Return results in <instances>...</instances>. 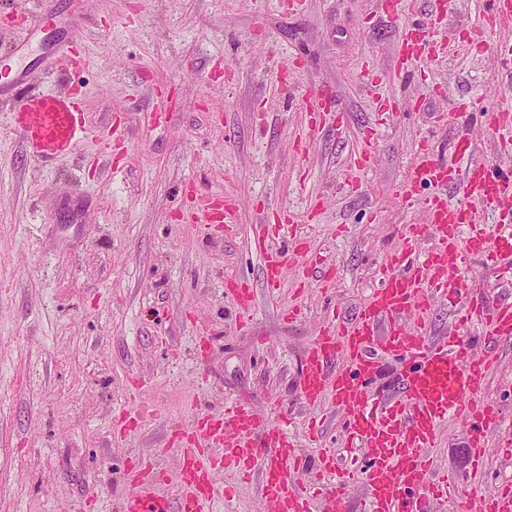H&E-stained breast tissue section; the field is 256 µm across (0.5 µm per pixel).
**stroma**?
Instances as JSON below:
<instances>
[{
    "mask_svg": "<svg viewBox=\"0 0 512 512\" xmlns=\"http://www.w3.org/2000/svg\"><path fill=\"white\" fill-rule=\"evenodd\" d=\"M490 0H465L434 22L428 75L398 71L399 20L380 0H56L80 9L86 67L45 72L43 46L70 25L24 31L40 0H0V61L19 59L35 87L74 83L90 127L62 161L30 154L0 98V512H124L126 468L153 457L156 492L177 493L176 430L198 413L246 402L298 453L335 441L309 436L297 385L323 317L316 259L338 268L333 295L354 316L409 225L427 215L400 191L415 148L448 157L463 119L505 96L488 62L512 39V18L482 52L463 46ZM329 101L306 132L302 106ZM400 106L380 112L381 99ZM345 114L343 129L332 115ZM372 130L377 161L354 159ZM233 200L236 229L207 221L201 198ZM293 217L310 249L288 257L279 288L264 285L249 231ZM255 290L239 325L227 288ZM303 315L288 320L289 308ZM153 413L139 417L140 405ZM467 432L440 428L437 469L466 463ZM217 512H262L256 480L222 478Z\"/></svg>",
    "mask_w": 512,
    "mask_h": 512,
    "instance_id": "stroma-1",
    "label": "stroma"
}]
</instances>
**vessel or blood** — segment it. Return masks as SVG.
<instances>
[{"instance_id": "vessel-or-blood-1", "label": "vessel or blood", "mask_w": 512, "mask_h": 512, "mask_svg": "<svg viewBox=\"0 0 512 512\" xmlns=\"http://www.w3.org/2000/svg\"><path fill=\"white\" fill-rule=\"evenodd\" d=\"M512 13V0H491L481 24L471 27L466 41L476 49L502 16ZM427 26L409 18L401 28V68L428 51ZM79 41L59 40L44 56L52 70L79 71ZM15 91L11 127L29 151L44 161L65 159L86 133V120L74 92L31 90L26 72H17L9 85ZM489 121L505 164H491L478 155L472 133L459 136L451 160L436 156L420 142L404 199L422 185H454L464 203L451 205L438 194L424 198L426 224L410 225L402 245L388 255L383 274L368 302L351 319L333 315L321 326L301 362L298 385L309 407L331 400L344 418L341 445L361 451L357 469L341 468L335 453L323 451L315 464L298 454L280 428L265 423L252 407L235 403L215 417L197 420L182 450L181 484L177 497L157 493L127 475L134 491L125 512H213L221 486L217 476L234 471L257 477L260 495L270 512H312L313 497L305 494L298 474L316 468L337 473L332 501L342 504L356 480L367 483V512H430L435 502L459 501L484 466L489 438L503 426V409L487 400L482 389L499 363L495 344L512 338V299L492 308L467 303L461 276L473 257L487 258L502 275L512 277V238L491 239L484 215L496 223H512V103L489 112ZM286 224H255L250 230L252 251L263 262L266 287H279L288 252L302 244L290 238L281 244ZM233 293L241 322L251 320L253 290L238 283ZM453 308L456 321L447 336L431 338L429 313L436 304ZM474 325L487 327L478 351H470L462 334ZM400 360L399 389L372 396L380 361ZM455 418L467 429L466 472H438L429 455L441 423ZM475 512H512V485L479 496Z\"/></svg>"}]
</instances>
